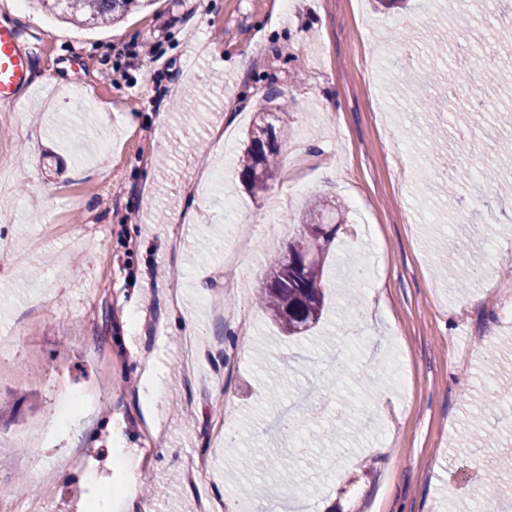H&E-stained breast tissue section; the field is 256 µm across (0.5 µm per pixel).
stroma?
I'll list each match as a JSON object with an SVG mask.
<instances>
[{"instance_id":"obj_1","label":"stroma","mask_w":512,"mask_h":512,"mask_svg":"<svg viewBox=\"0 0 512 512\" xmlns=\"http://www.w3.org/2000/svg\"><path fill=\"white\" fill-rule=\"evenodd\" d=\"M467 0H154L80 28L0 0L34 80L0 107V490L7 512H468L512 470V45L430 60ZM156 43L167 67H128ZM446 86L443 110L417 103ZM168 88L157 101L156 87ZM498 113L472 110L474 94ZM273 96V189L236 157ZM349 209L314 331L255 302L315 201ZM180 223H170V215ZM357 294L358 306L347 311ZM403 385L370 391L385 357ZM319 399L287 414L307 386ZM490 435L479 457L473 433ZM325 436L337 475L274 463ZM206 467V483L192 480ZM139 480L127 489L124 471Z\"/></svg>"}]
</instances>
